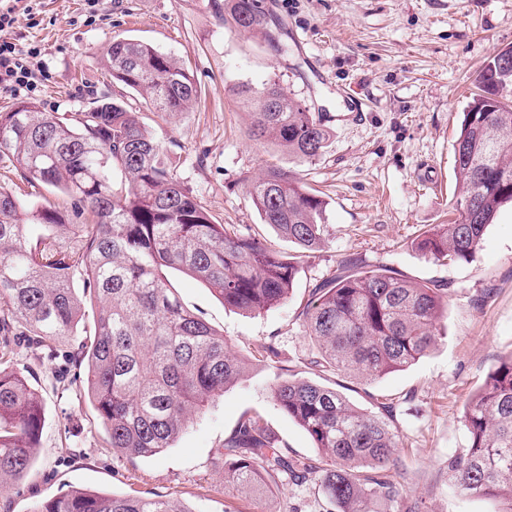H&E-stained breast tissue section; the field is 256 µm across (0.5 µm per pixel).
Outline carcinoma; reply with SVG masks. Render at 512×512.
<instances>
[{"instance_id":"cac0c4a2","label":"carcinoma","mask_w":512,"mask_h":512,"mask_svg":"<svg viewBox=\"0 0 512 512\" xmlns=\"http://www.w3.org/2000/svg\"><path fill=\"white\" fill-rule=\"evenodd\" d=\"M241 30L276 50L262 0H227ZM112 96L74 112H44L33 101L0 112V153L28 183L67 197V207L27 206L0 188V488L32 470L44 427L42 399L28 377L8 367L11 337L37 348L66 349L85 371L81 397L96 410L120 462L152 458L194 414L249 369L229 353L224 334L176 297L166 270L204 283L224 306L260 314L294 291L304 254L328 243L326 201L299 172L276 162L246 183L261 221L295 245L285 254L251 227L218 224L176 172L177 153L163 145L127 93L163 116L188 112L197 87L184 66L152 44L114 38L103 50ZM476 94L453 144L459 219L435 224L412 242L442 263L471 259L498 208L512 203V47L479 71ZM250 107L249 138L270 143L299 164L328 147L320 113L270 79L240 86ZM450 289L413 281L386 266L344 258L318 281L297 314L317 354L310 364L374 380L412 365L437 344ZM98 303L80 336L84 298ZM278 408L314 442L317 458L292 454L255 412L224 439V481L256 493L285 479L316 481L336 512H370L379 498L403 503L398 426L390 410L362 408L341 391L295 377L284 367L271 387ZM468 445L448 459L462 493L512 512V354L502 358L463 405ZM35 512H192L160 493L148 496L74 487Z\"/></svg>"}]
</instances>
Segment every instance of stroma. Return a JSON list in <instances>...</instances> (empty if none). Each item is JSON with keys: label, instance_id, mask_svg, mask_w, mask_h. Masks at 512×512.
Returning <instances> with one entry per match:
<instances>
[{"label": "stroma", "instance_id": "stroma-1", "mask_svg": "<svg viewBox=\"0 0 512 512\" xmlns=\"http://www.w3.org/2000/svg\"><path fill=\"white\" fill-rule=\"evenodd\" d=\"M286 28V51L240 31L224 0H35L8 36L18 48L40 45L42 76L33 90L0 96V112L22 101L45 112L85 107L110 90L100 60L117 35L153 44L177 58L193 79L191 111L169 118L145 110L162 144H177L178 177L215 221L247 224L283 251L294 246L262 223L243 185L266 161L291 166L287 153L252 141L235 90L279 77L285 90L322 113L330 144L317 161L297 167L327 202L333 234L306 257L288 301L258 315L224 307L200 282L173 271L181 302L222 332L231 352L250 357L247 375L216 396L161 454L119 463L88 401L84 380L64 352L33 349L16 337L13 364L30 371L45 405V426L29 476L0 489V512H33L73 486L117 493L155 492L186 501L193 512H327L315 485L280 483L260 498L226 486L221 445L245 412H260L295 453L316 456L307 433L271 397L273 362L257 349L275 340L282 360L302 377L313 347L296 316L315 279L343 258L385 265L452 290L435 348L383 377H337L361 407L389 403L401 430L404 496L426 512H492L484 498L459 494L448 459L468 444L464 403L501 357L512 354V205L500 207L480 248L443 265L411 243L433 224L455 219L453 143L479 68L512 46V0H264ZM0 186L29 205H65L42 184L22 181L0 156Z\"/></svg>", "mask_w": 512, "mask_h": 512}]
</instances>
